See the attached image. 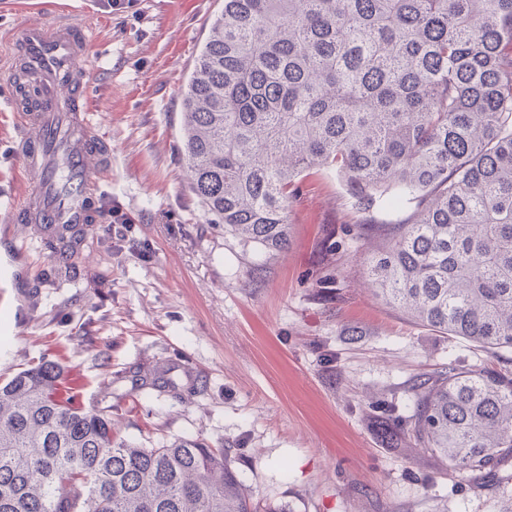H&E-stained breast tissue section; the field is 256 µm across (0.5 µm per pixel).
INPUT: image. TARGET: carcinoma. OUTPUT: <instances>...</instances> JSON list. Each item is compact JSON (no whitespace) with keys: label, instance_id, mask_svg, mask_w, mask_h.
<instances>
[{"label":"carcinoma","instance_id":"carcinoma-1","mask_svg":"<svg viewBox=\"0 0 512 512\" xmlns=\"http://www.w3.org/2000/svg\"><path fill=\"white\" fill-rule=\"evenodd\" d=\"M512 0H224L183 98L192 190L224 231L281 252L301 179L334 173L375 243V295L412 323L512 350ZM81 230H55L63 255ZM407 458L506 479L512 370L415 376ZM0 512H259L222 448H148L42 359L0 383Z\"/></svg>","mask_w":512,"mask_h":512}]
</instances>
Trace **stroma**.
Segmentation results:
<instances>
[{
	"instance_id": "1",
	"label": "stroma",
	"mask_w": 512,
	"mask_h": 512,
	"mask_svg": "<svg viewBox=\"0 0 512 512\" xmlns=\"http://www.w3.org/2000/svg\"><path fill=\"white\" fill-rule=\"evenodd\" d=\"M0 0L18 21L72 18L94 29L89 97L112 144L97 221L60 271L50 231L11 219L38 177L12 148L16 89L0 42V382L58 362L87 409L112 397L114 430L152 447L193 437L227 450L260 505L287 512H512V484H458L437 458L406 459L371 415L410 412V380L448 361L512 359L410 323L377 299L370 251L335 177L307 175L288 250L267 254L211 223L182 158L183 95L224 0ZM339 241L330 251L331 241ZM155 371L166 387H138Z\"/></svg>"
}]
</instances>
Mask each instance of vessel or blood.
I'll return each mask as SVG.
<instances>
[{
    "mask_svg": "<svg viewBox=\"0 0 512 512\" xmlns=\"http://www.w3.org/2000/svg\"><path fill=\"white\" fill-rule=\"evenodd\" d=\"M5 39L12 81L29 80L37 89L16 109L24 140L15 153L25 170L41 176L36 193L12 205V218L53 229L92 223L86 202L109 183L112 152L91 120L86 29L66 19L48 26L21 23Z\"/></svg>",
    "mask_w": 512,
    "mask_h": 512,
    "instance_id": "1",
    "label": "vessel or blood"
}]
</instances>
